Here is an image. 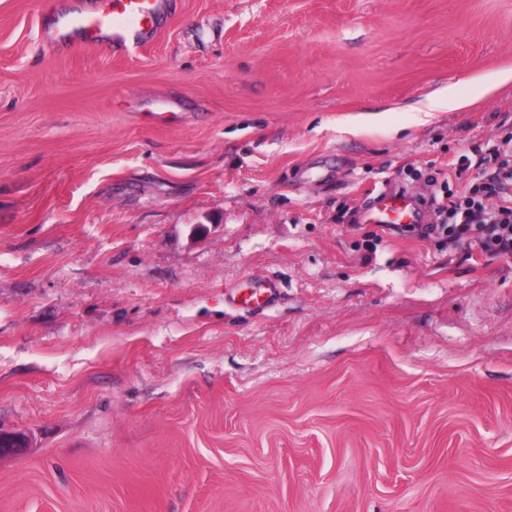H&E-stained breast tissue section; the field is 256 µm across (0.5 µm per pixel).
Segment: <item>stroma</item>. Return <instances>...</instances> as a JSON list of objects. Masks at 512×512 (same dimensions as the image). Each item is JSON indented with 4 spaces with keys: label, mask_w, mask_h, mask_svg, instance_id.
Instances as JSON below:
<instances>
[{
    "label": "stroma",
    "mask_w": 512,
    "mask_h": 512,
    "mask_svg": "<svg viewBox=\"0 0 512 512\" xmlns=\"http://www.w3.org/2000/svg\"><path fill=\"white\" fill-rule=\"evenodd\" d=\"M63 9L0 0V512H512V257L348 215L512 134V0ZM171 1V2H166ZM176 0H98L94 9L73 5L62 20L43 16L39 22L41 41L59 46H96L104 36L112 48L127 51L142 47L156 35Z\"/></svg>",
    "instance_id": "obj_1"
}]
</instances>
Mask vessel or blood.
<instances>
[{
  "label": "vessel or blood",
  "mask_w": 512,
  "mask_h": 512,
  "mask_svg": "<svg viewBox=\"0 0 512 512\" xmlns=\"http://www.w3.org/2000/svg\"><path fill=\"white\" fill-rule=\"evenodd\" d=\"M172 0H98L94 9L74 5L63 18L43 17L39 22L42 42L50 47L95 46L111 38L117 50L149 43L173 10ZM365 223L421 224L426 209L418 196L404 190L380 192L363 214Z\"/></svg>",
  "instance_id": "vessel-or-blood-1"
}]
</instances>
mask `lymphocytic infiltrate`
<instances>
[{"mask_svg":"<svg viewBox=\"0 0 512 512\" xmlns=\"http://www.w3.org/2000/svg\"><path fill=\"white\" fill-rule=\"evenodd\" d=\"M482 159L491 169L485 182L430 194L426 203L436 214V223L409 224L404 226V233L448 245H473L486 253L511 257L512 136L487 141Z\"/></svg>","mask_w":512,"mask_h":512,"instance_id":"f902f5d3","label":"lymphocytic infiltrate"}]
</instances>
